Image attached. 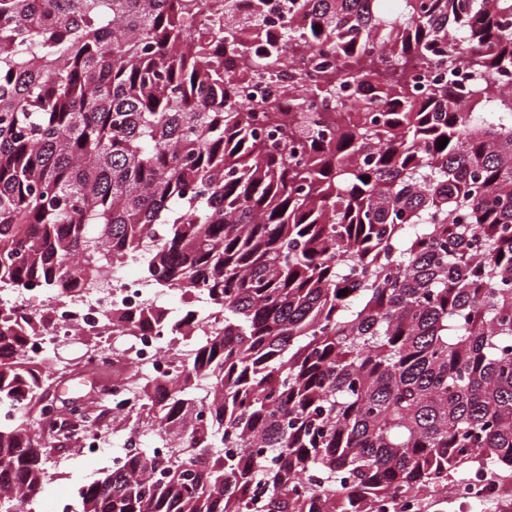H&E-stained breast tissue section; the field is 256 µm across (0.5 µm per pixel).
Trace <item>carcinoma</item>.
<instances>
[{
	"label": "carcinoma",
	"mask_w": 512,
	"mask_h": 512,
	"mask_svg": "<svg viewBox=\"0 0 512 512\" xmlns=\"http://www.w3.org/2000/svg\"><path fill=\"white\" fill-rule=\"evenodd\" d=\"M381 2L285 0L260 42L259 0H0V289L61 299L145 250L185 299L178 370L128 371L154 447L76 512H403L462 467L512 478V0ZM285 73L288 111L237 104ZM46 326L0 311V512L48 476Z\"/></svg>",
	"instance_id": "cac0c4a2"
}]
</instances>
